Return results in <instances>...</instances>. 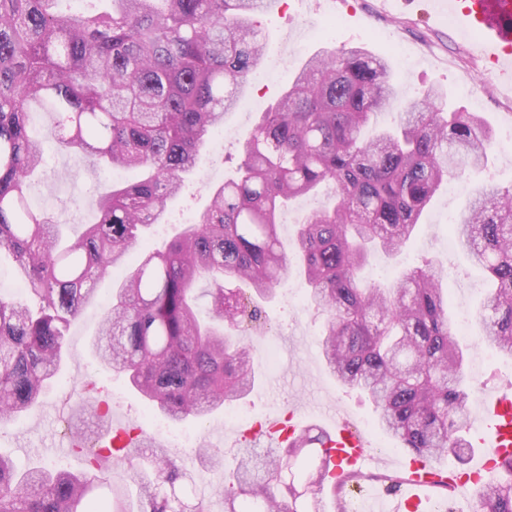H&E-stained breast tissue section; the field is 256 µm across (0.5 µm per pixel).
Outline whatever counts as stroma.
<instances>
[{
    "instance_id": "35a3bbf8",
    "label": "stroma",
    "mask_w": 512,
    "mask_h": 512,
    "mask_svg": "<svg viewBox=\"0 0 512 512\" xmlns=\"http://www.w3.org/2000/svg\"><path fill=\"white\" fill-rule=\"evenodd\" d=\"M258 22L266 35L264 63L277 65V79L265 85L249 84L242 102L213 131L183 191L169 201L164 223L147 230L142 244L130 250L129 261H137L143 249L163 248L181 231L186 215L198 214L210 204L213 189L235 175L243 158L244 139L260 111L268 108L287 88L295 71L323 48L359 44L374 55L388 58L402 103L438 85L447 91L450 105L472 108L475 105L461 85L470 77H478L484 85L482 102L477 106L491 121L496 140L512 135V96L498 93V79L487 75L486 61L475 49V38L459 33L454 14L439 9L437 0H403L400 10L392 15L386 12L385 0H282L276 10L260 16ZM30 122L34 136L42 142L44 162L33 177L29 202L33 209L52 214L66 237H77L97 218L96 198L109 192L113 184L135 181L139 172L92 166L84 156L58 146L44 113H32ZM467 200V195L442 188L423 215L415 238L395 254H372L362 271L364 279L387 286L404 268L430 261L446 274L444 286L450 294L454 319L476 317L487 288L483 274L462 247L448 245V226L458 218ZM116 280V275L109 274L97 281L96 298L72 323L65 362L40 405L0 425V453L10 456L19 469L43 466L82 471L84 459L69 445L80 428L96 426L95 412L88 407L90 401H106L110 418L137 423L144 401L122 375L101 364L92 352L101 319L112 306ZM305 289L304 280L298 276L276 288L273 298L264 304L265 335L238 330L241 343L253 349L258 374L253 391L241 400V407L259 422L282 414L285 405L290 404L295 408L296 420L316 430L334 425L339 419L357 429L371 424L373 458L359 473V486L366 491L381 481L403 478L401 462L408 457V450L398 439L376 428L375 407L364 394L343 388L326 370L318 343L326 317L298 304L297 297ZM479 334L475 327L460 339L461 345L469 349V374L481 377L480 382L471 385L472 398L484 400L480 386L484 380L512 393V359L483 345ZM272 341L280 347L279 366L274 371L265 355ZM197 430L199 442L195 448L172 447L163 437L155 438L154 445L165 449L180 472L190 475V490L197 494L206 488L211 490L206 501L208 512H224V498L219 493L224 473L204 467L198 451L210 448L225 461H232L244 446L242 430L225 424L220 409L198 424Z\"/></svg>"
}]
</instances>
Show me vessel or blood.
<instances>
[{"label": "vessel or blood", "instance_id": "b4317fda", "mask_svg": "<svg viewBox=\"0 0 512 512\" xmlns=\"http://www.w3.org/2000/svg\"><path fill=\"white\" fill-rule=\"evenodd\" d=\"M446 8L455 11L460 28L467 33H478V46L484 56L504 60L512 65V0H469L458 6L456 0H446ZM490 405L487 409L489 422L477 438L480 448L478 457L469 472L449 473V488H465L478 483L512 455V394L487 391ZM298 425H285L281 421H269L253 427L249 435L260 440L267 448L276 447L298 432ZM368 439L346 423L336 424L327 433L324 451L329 456L336 479L361 469L367 457ZM411 477L395 497L384 501L378 512H429L431 499L428 488L435 480L432 464L425 459L409 460Z\"/></svg>", "mask_w": 512, "mask_h": 512}]
</instances>
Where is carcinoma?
I'll use <instances>...</instances> for the list:
<instances>
[{
    "label": "carcinoma",
    "instance_id": "obj_1",
    "mask_svg": "<svg viewBox=\"0 0 512 512\" xmlns=\"http://www.w3.org/2000/svg\"><path fill=\"white\" fill-rule=\"evenodd\" d=\"M0 0V249L15 260L35 306L0 296V421L35 409L58 374L67 332L94 300V283L123 269L95 342L146 406L173 424L196 423L254 385L250 347L228 332L262 318L226 287L267 298L297 272L308 304L326 313L319 339L328 370L369 396L378 427L413 453L467 461L466 354L456 340L442 272L423 263L387 288L360 271L373 251L392 254L415 234L450 179L486 168L497 147L489 122L431 88L396 104L390 63L359 45L324 48L295 73L244 140L238 176L163 250L127 254L160 224L208 135L235 109L263 61L256 17L279 0ZM47 114L59 143L95 164L138 169L140 180L96 199L97 220L74 242L27 200L43 160L30 106ZM394 112L392 126L378 116ZM327 184L284 245L280 211ZM453 234L492 288L478 312L480 341L512 359V185L471 193ZM211 297L210 320L199 296ZM324 435L280 448L241 449L224 512H323L329 463ZM79 473L18 470L0 454V512H207L180 490L183 475L160 448L91 447ZM132 463L140 508L124 494L93 505L95 485ZM473 512H512V463L479 488Z\"/></svg>",
    "mask_w": 512,
    "mask_h": 512
}]
</instances>
